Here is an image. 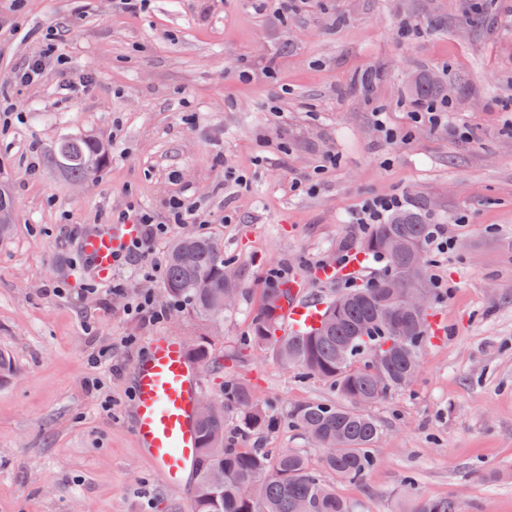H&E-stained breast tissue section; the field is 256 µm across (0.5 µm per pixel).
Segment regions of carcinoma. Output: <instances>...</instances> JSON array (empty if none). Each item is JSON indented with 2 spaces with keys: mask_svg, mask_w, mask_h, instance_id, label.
Wrapping results in <instances>:
<instances>
[{
  "mask_svg": "<svg viewBox=\"0 0 512 512\" xmlns=\"http://www.w3.org/2000/svg\"><path fill=\"white\" fill-rule=\"evenodd\" d=\"M52 153L72 180L90 176L111 159L109 142L93 135L62 136ZM428 231L429 225L414 213H398L373 225L365 249L386 260L383 271L367 286L336 297L316 329L276 334L278 310L290 293L286 281L263 289L253 315L249 346L269 351L280 365L297 369L305 377L328 381L336 392L337 402L299 404L289 416L317 447L330 449L322 456V469L338 480L361 482L378 465L374 450L383 430L365 409L408 388L419 371L427 341V314L393 325L378 317L396 308L400 292L396 285L414 277L408 256L393 253L389 242L404 239L424 252ZM229 267L222 246L212 237H180L167 253L166 298L218 321L224 317L219 303L225 290L238 289L237 275L224 276ZM230 407L237 413L232 439L224 415L199 417L193 512H354L351 503L310 467L302 451L287 448L271 453L235 446L276 426V419L249 384L224 381V408ZM412 512H458L457 500H421Z\"/></svg>",
  "mask_w": 512,
  "mask_h": 512,
  "instance_id": "cac0c4a2",
  "label": "carcinoma"
}]
</instances>
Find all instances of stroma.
I'll return each mask as SVG.
<instances>
[{
    "mask_svg": "<svg viewBox=\"0 0 512 512\" xmlns=\"http://www.w3.org/2000/svg\"><path fill=\"white\" fill-rule=\"evenodd\" d=\"M53 29L56 55L93 79L79 96L56 65L14 83ZM422 78L448 101L440 125L412 119ZM87 134L108 137L112 159L75 183L49 149ZM1 185L15 213L0 239V512H192L131 430L132 365L164 333L208 343L204 393L243 380L281 417L262 447L303 449L320 468L322 449L286 417L334 390L243 339L270 271L332 300L346 281L319 279L326 262L362 258L367 280L383 269L355 222L378 197L448 227L447 253L428 254L441 333L412 385L371 409L377 469L336 490L355 512L454 495L459 512H512V0H298L281 16L261 0L205 14L150 0L138 15L112 0H0ZM174 195L205 223L169 224L94 279L81 234L133 203L166 222ZM190 229L223 245L235 305L217 323L186 305L161 321L127 313L144 293L162 304L159 266Z\"/></svg>",
    "mask_w": 512,
    "mask_h": 512,
    "instance_id": "obj_1",
    "label": "stroma"
}]
</instances>
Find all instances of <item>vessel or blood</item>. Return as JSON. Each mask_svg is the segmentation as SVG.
I'll return each mask as SVG.
<instances>
[{
	"instance_id": "b4317fda",
	"label": "vessel or blood",
	"mask_w": 512,
	"mask_h": 512,
	"mask_svg": "<svg viewBox=\"0 0 512 512\" xmlns=\"http://www.w3.org/2000/svg\"><path fill=\"white\" fill-rule=\"evenodd\" d=\"M139 235V225L112 220L83 234L77 248L90 259L91 271L105 277L111 274L124 247ZM322 311V301L293 294L281 311L283 332L296 333L315 326ZM133 374L132 432L137 446L165 487L186 489L197 457L195 412L203 387L201 372L190 359L185 341L155 336L135 361Z\"/></svg>"
}]
</instances>
